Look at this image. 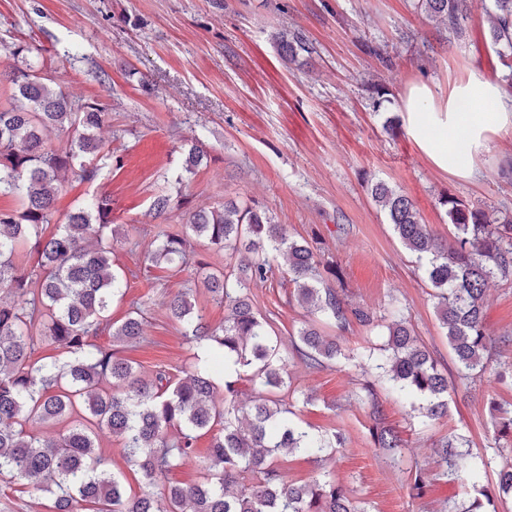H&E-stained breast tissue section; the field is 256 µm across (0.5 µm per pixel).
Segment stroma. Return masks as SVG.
Here are the masks:
<instances>
[{
	"label": "stroma",
	"instance_id": "stroma-1",
	"mask_svg": "<svg viewBox=\"0 0 512 512\" xmlns=\"http://www.w3.org/2000/svg\"><path fill=\"white\" fill-rule=\"evenodd\" d=\"M415 0H0V71L16 61L9 50L25 43L30 59L71 97L102 103L109 126L97 135L115 162L92 182L65 185L56 201L66 213L93 197L109 198L119 242L112 259L131 270L113 319L134 307L145 311V340L124 357L140 372H177L202 346L190 343L166 310L171 295L194 287L193 263L223 266L203 241L192 243V262L153 267L149 224L179 226L180 210L156 217L159 193L187 195L191 208L228 199L256 204L286 225L296 239L320 237L321 259L338 264L349 301L374 316L400 301L415 333L448 375L456 367L435 315L434 290L415 255L401 245L387 216L371 199L369 180H382L409 196L425 224L448 234L439 200L450 195L472 207L512 214V130L490 135L467 179L436 165L418 145L402 101L424 83L447 97L454 82L479 73L512 93V53L498 54L489 37V0H471L462 36L414 7ZM302 31L312 54L282 60L279 34ZM398 131L389 133L387 122ZM197 136L208 162L186 173L180 146ZM288 276L252 288L255 309L267 318L287 359L296 409L313 430L341 429L344 448L318 462L302 453L278 463L284 479L305 480L328 471L370 512H438L448 499L468 506L466 481L444 477L435 453L448 436L469 440L473 455L492 442L490 398L512 404V276L494 277L485 297V322L498 343L486 373L448 393V413L427 423L410 402L377 384L385 426L404 444L394 464L371 439L365 384L358 366L383 338L378 329L351 322L340 342L346 360L312 370L292 355L307 310L286 300ZM428 482L410 498L413 470ZM49 494L25 482L0 481V512H50Z\"/></svg>",
	"mask_w": 512,
	"mask_h": 512
}]
</instances>
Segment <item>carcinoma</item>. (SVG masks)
Listing matches in <instances>:
<instances>
[{
    "label": "carcinoma",
    "mask_w": 512,
    "mask_h": 512,
    "mask_svg": "<svg viewBox=\"0 0 512 512\" xmlns=\"http://www.w3.org/2000/svg\"><path fill=\"white\" fill-rule=\"evenodd\" d=\"M427 16L448 33L461 36L469 0H417ZM491 42L512 50V0H491ZM282 59L311 53L299 30L278 38ZM8 96L0 107V194L19 199L14 211H0V476L20 479L53 496L54 512H367L347 486L329 473L305 481L284 480L279 455L302 452L322 459L344 447L341 431H312L295 419L282 397L290 384L271 326L254 309L251 288L273 276L278 254L287 255L290 297L316 319L298 331L293 344L311 369H325L349 358L338 339L323 326L343 331L356 320L374 324L370 313L351 306L343 294L323 286L324 277L340 279V269L319 259L321 241L295 240L285 225L263 210L233 200L185 213V227L171 232L156 227L153 265H186L191 240L201 239L229 258L224 267L199 261L202 289H185L168 300L169 319L183 326L190 342L207 341L224 356V368L246 373L253 395L238 397V381H224V397H214L207 362L181 370L175 378L160 369L145 377L114 348L93 343L105 328L112 342L130 344L143 335L144 311L136 307L121 323L112 322V303L124 295V269L113 265L115 229L108 199L95 197L54 223L55 200L69 181L88 182L112 164L96 131L109 121L105 107L76 100L55 89L32 66L8 78ZM61 133L67 138L53 141ZM184 170L194 172L207 160L204 143H186ZM373 201L386 213L406 250L425 261L426 279L435 290L436 316L448 339L457 378L467 384L488 368L494 339L484 324L489 281L512 273V216L468 207L446 196L440 200L451 229L448 238L420 222L411 199L386 182L369 184ZM185 199L160 193L150 212L161 216L184 208ZM37 256L34 270L17 263L25 253ZM224 306V324L204 321L196 294ZM385 341L371 363L361 365L389 387L418 403L429 421L448 412V375L418 340L404 309L393 302ZM49 341L64 353L62 362L36 357ZM375 447L393 455L401 439L381 425V409L370 386ZM493 453L471 461L469 443L453 436L441 444L443 474L464 479L473 496L465 509L450 502L441 512H497V502L512 497V463L498 462L500 441L512 440V409L496 400ZM33 423L58 426L62 434L42 439L26 430ZM105 426L121 438L123 454L145 484L156 485L195 457L196 433L214 432L202 480L170 483L160 495L128 489L111 470L110 453L96 442L95 428ZM492 470L494 481L486 479ZM427 488L417 470L409 496Z\"/></svg>",
    "instance_id": "cac0c4a2"
}]
</instances>
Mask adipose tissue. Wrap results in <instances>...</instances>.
I'll use <instances>...</instances> for the list:
<instances>
[{"label": "adipose tissue", "instance_id": "ef3b65f1", "mask_svg": "<svg viewBox=\"0 0 512 512\" xmlns=\"http://www.w3.org/2000/svg\"><path fill=\"white\" fill-rule=\"evenodd\" d=\"M409 128L435 163H447L473 176L471 158L487 132L512 128V96L500 85L471 74L455 83L443 105L427 85L413 86L404 101Z\"/></svg>", "mask_w": 512, "mask_h": 512}]
</instances>
